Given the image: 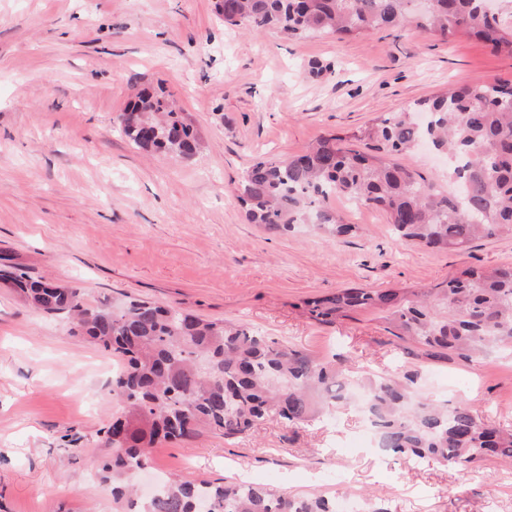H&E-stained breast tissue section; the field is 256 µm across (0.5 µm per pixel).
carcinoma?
Segmentation results:
<instances>
[{
    "label": "carcinoma",
    "mask_w": 512,
    "mask_h": 512,
    "mask_svg": "<svg viewBox=\"0 0 512 512\" xmlns=\"http://www.w3.org/2000/svg\"><path fill=\"white\" fill-rule=\"evenodd\" d=\"M216 0L224 24L251 32L276 29L288 38L314 33L338 40L367 30L412 26L446 38L465 35L492 52L512 55V23L489 13L484 0ZM121 133L151 153L193 157L200 142L161 89H144L117 116ZM342 145L319 140L286 160L259 158L238 188L248 220L275 235L307 224L328 237L355 231L330 199H353L383 211L393 231L437 251H462L479 238L512 237V82L459 86L420 100L411 112L378 116ZM448 161L437 176L399 166L389 156L422 140ZM40 313L68 321L70 334L88 337L124 361L111 391L122 405L109 425L112 453L98 464L112 498L136 494L134 476L160 441L184 440L202 428L242 435L267 419L297 425L350 403L344 360L317 361L305 351L223 320L130 298L115 308L87 306L78 288L36 280L20 269L0 272ZM321 323L372 309L396 337L435 356L474 362L512 352V264L466 267L444 283L409 297L394 289L346 288L303 301ZM417 374L368 376L360 412L378 447L418 462L473 469L489 457L512 462V432L485 421L468 404L448 405L413 390ZM336 512V499L298 497L269 485L198 484L166 477L142 512Z\"/></svg>",
    "instance_id": "carcinoma-1"
}]
</instances>
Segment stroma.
I'll return each mask as SVG.
<instances>
[{
  "instance_id": "stroma-1",
  "label": "stroma",
  "mask_w": 512,
  "mask_h": 512,
  "mask_svg": "<svg viewBox=\"0 0 512 512\" xmlns=\"http://www.w3.org/2000/svg\"><path fill=\"white\" fill-rule=\"evenodd\" d=\"M495 80L512 81V56L463 35L288 39L224 25L214 0H0V267L80 289L89 305L144 298L317 360L345 356L357 378L414 372L420 394L512 430V357H434L377 312L324 324L301 310L343 288L419 292L467 266L511 264L512 237L431 251L342 198L331 205L358 233L272 235L234 193L257 158L287 159L448 87ZM159 84L202 140L192 159L148 155L118 129L138 90ZM120 366L0 285V512H128L95 467L121 412L109 385ZM363 426L349 406L231 438L205 429L153 448L149 472L369 495L387 512H512V466L419 464L362 441Z\"/></svg>"
}]
</instances>
